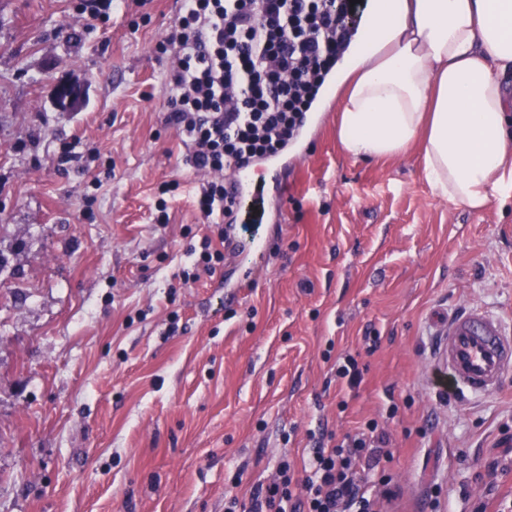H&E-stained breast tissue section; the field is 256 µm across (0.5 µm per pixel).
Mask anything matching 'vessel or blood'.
<instances>
[{
	"label": "vessel or blood",
	"mask_w": 512,
	"mask_h": 512,
	"mask_svg": "<svg viewBox=\"0 0 512 512\" xmlns=\"http://www.w3.org/2000/svg\"><path fill=\"white\" fill-rule=\"evenodd\" d=\"M226 186L236 199L253 195L258 186L253 166L235 169ZM441 333L451 388L470 395L500 388L505 373L512 370V340L502 318L471 306L450 314Z\"/></svg>",
	"instance_id": "obj_1"
}]
</instances>
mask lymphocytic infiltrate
Returning <instances> with one entry per match:
<instances>
[{
	"instance_id": "1",
	"label": "lymphocytic infiltrate",
	"mask_w": 512,
	"mask_h": 512,
	"mask_svg": "<svg viewBox=\"0 0 512 512\" xmlns=\"http://www.w3.org/2000/svg\"><path fill=\"white\" fill-rule=\"evenodd\" d=\"M350 0H181L155 50L170 55L162 85L168 121L206 174L197 200L220 225L237 204L224 171L278 155L296 137L326 75L351 43ZM376 424L337 439L322 435L302 475L281 463L249 512H378L365 471L391 458Z\"/></svg>"
}]
</instances>
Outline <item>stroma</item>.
Wrapping results in <instances>:
<instances>
[{"label": "stroma", "instance_id": "1", "mask_svg": "<svg viewBox=\"0 0 512 512\" xmlns=\"http://www.w3.org/2000/svg\"><path fill=\"white\" fill-rule=\"evenodd\" d=\"M78 2L0 0V512H224L281 459L301 467L312 432L369 421L400 487L380 512H474L494 482L512 500L491 468L512 466V371L444 393L435 334L476 304L512 329V197L448 204L418 151L350 157L329 112L261 170L268 218L244 207L242 253L183 283L204 175L153 51L180 0L75 26ZM57 81L81 86L75 109Z\"/></svg>", "mask_w": 512, "mask_h": 512}]
</instances>
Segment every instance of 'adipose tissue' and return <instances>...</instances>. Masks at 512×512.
I'll use <instances>...</instances> for the list:
<instances>
[{
    "label": "adipose tissue",
    "instance_id": "adipose-tissue-1",
    "mask_svg": "<svg viewBox=\"0 0 512 512\" xmlns=\"http://www.w3.org/2000/svg\"><path fill=\"white\" fill-rule=\"evenodd\" d=\"M328 98L347 154L420 146L435 196L488 208L512 189V0H370Z\"/></svg>",
    "mask_w": 512,
    "mask_h": 512
}]
</instances>
